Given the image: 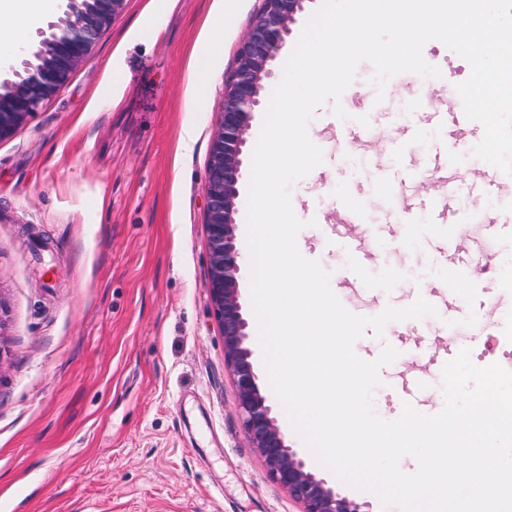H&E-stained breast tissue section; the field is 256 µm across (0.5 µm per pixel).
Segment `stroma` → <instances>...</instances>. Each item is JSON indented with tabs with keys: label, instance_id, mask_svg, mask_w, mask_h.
I'll return each mask as SVG.
<instances>
[{
	"label": "stroma",
	"instance_id": "obj_1",
	"mask_svg": "<svg viewBox=\"0 0 512 512\" xmlns=\"http://www.w3.org/2000/svg\"><path fill=\"white\" fill-rule=\"evenodd\" d=\"M259 0H126L68 84L0 142V512H298L266 475L244 433L224 370V337L205 284L204 186L224 79ZM224 10V50L209 55L207 18ZM446 82L406 75L378 91L361 63L341 97L346 118L321 106L308 125L324 162L290 188L307 226L301 254L348 287L350 312L375 316L425 299L436 315L354 350L384 348L376 413L442 410L438 366L469 350L473 363L512 365V325L484 342L471 314L512 301L495 275L450 278L458 228L480 223L495 266L512 265V184L433 205L435 180L473 169L474 124L460 144L444 112L469 63L437 40L423 48ZM209 55L206 85L189 67ZM200 104H193V97ZM194 143L179 147L183 130ZM416 195L403 223L375 188ZM235 200L239 291L250 304L248 184ZM357 196L363 221L337 234L336 204Z\"/></svg>",
	"mask_w": 512,
	"mask_h": 512
}]
</instances>
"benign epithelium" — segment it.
<instances>
[{"label":"benign epithelium","mask_w":512,"mask_h":512,"mask_svg":"<svg viewBox=\"0 0 512 512\" xmlns=\"http://www.w3.org/2000/svg\"><path fill=\"white\" fill-rule=\"evenodd\" d=\"M126 0H65L63 17L37 30L35 60L22 49L5 57L0 72L26 69V77L4 82L0 92V142L11 138L70 80L74 69L91 53ZM306 0H260L237 50V64L224 81V108L208 155L205 226L209 272L206 288L224 336V366L236 393L245 433L261 456L271 481L300 505V512H372L316 476L288 445L260 390L259 376L246 345L249 321L240 302L239 251L234 219L235 198L243 177L248 131L261 106L263 82L273 75L291 25L305 10Z\"/></svg>","instance_id":"1"}]
</instances>
